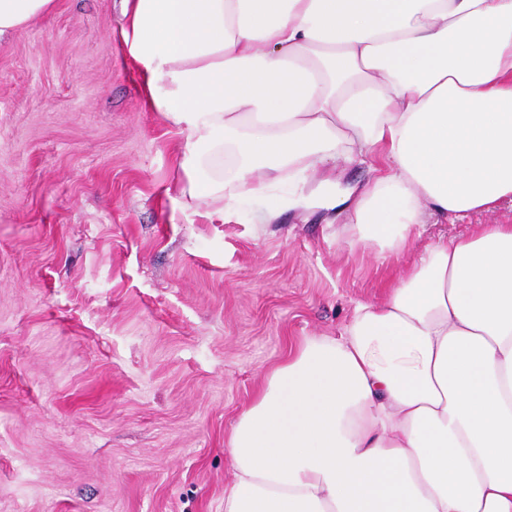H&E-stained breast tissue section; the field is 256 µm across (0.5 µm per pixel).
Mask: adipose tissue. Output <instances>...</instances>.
<instances>
[{
	"label": "adipose tissue",
	"instance_id": "1",
	"mask_svg": "<svg viewBox=\"0 0 512 512\" xmlns=\"http://www.w3.org/2000/svg\"><path fill=\"white\" fill-rule=\"evenodd\" d=\"M183 198L231 218L318 166H382L352 204L391 251L512 200V0H123ZM54 0H0V38ZM224 512H512V224L442 239L336 336L268 374L226 441Z\"/></svg>",
	"mask_w": 512,
	"mask_h": 512
}]
</instances>
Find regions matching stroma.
Instances as JSON below:
<instances>
[{
  "label": "stroma",
  "mask_w": 512,
  "mask_h": 512,
  "mask_svg": "<svg viewBox=\"0 0 512 512\" xmlns=\"http://www.w3.org/2000/svg\"><path fill=\"white\" fill-rule=\"evenodd\" d=\"M122 0H56L0 40V512H224L228 435L307 336L338 335L425 246L349 209L228 222L179 194Z\"/></svg>",
  "instance_id": "35a3bbf8"
}]
</instances>
